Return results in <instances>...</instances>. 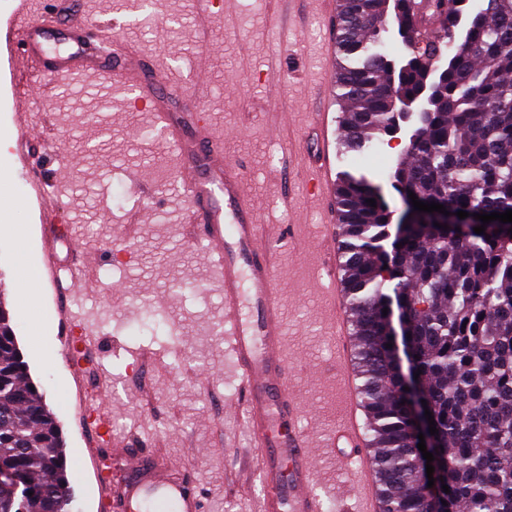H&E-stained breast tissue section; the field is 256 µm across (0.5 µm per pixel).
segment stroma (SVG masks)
I'll use <instances>...</instances> for the list:
<instances>
[{
  "label": "stroma",
  "instance_id": "obj_1",
  "mask_svg": "<svg viewBox=\"0 0 512 512\" xmlns=\"http://www.w3.org/2000/svg\"><path fill=\"white\" fill-rule=\"evenodd\" d=\"M85 15L115 39L152 55L172 85L208 91L193 105L273 239L276 286L285 321L284 355L299 425L312 439L325 512H356L345 474L321 446L339 420L333 373L336 342L331 282L322 248L324 201L308 191L312 147L305 132L317 112L338 113L325 54L324 0H220L200 20L196 0H83ZM39 129L48 150L44 176L65 204L70 231L91 261L67 303L97 332L102 368L114 382L112 432L136 434L196 481L203 512H258L260 461L241 416L227 406L242 388L221 327L224 296L204 243L184 222L189 198L178 151L154 131L151 113L129 106L120 86L95 74L65 77L47 98L14 114L0 100V296L16 319L19 346L46 393L65 438L78 512H97L91 436L76 406L85 390L60 354L58 309L49 283L36 297L18 284L13 232L25 238L32 273L42 267L29 194L28 159L13 121ZM398 154L384 145L363 165L395 213L404 204L388 172ZM151 310L155 326L142 324Z\"/></svg>",
  "mask_w": 512,
  "mask_h": 512
}]
</instances>
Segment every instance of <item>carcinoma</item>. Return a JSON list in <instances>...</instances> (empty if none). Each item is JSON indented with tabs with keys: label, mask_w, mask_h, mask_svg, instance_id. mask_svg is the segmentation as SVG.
Wrapping results in <instances>:
<instances>
[{
	"label": "carcinoma",
	"mask_w": 512,
	"mask_h": 512,
	"mask_svg": "<svg viewBox=\"0 0 512 512\" xmlns=\"http://www.w3.org/2000/svg\"><path fill=\"white\" fill-rule=\"evenodd\" d=\"M340 0L336 86L345 105L342 145L356 156L390 136L394 100L432 89V103L389 173L413 193L456 213L512 210V0ZM440 19L438 43L393 69L377 28L420 40ZM447 61L441 71L433 59ZM380 185L343 172L336 199L342 280L349 295L359 394L381 512H512V223L448 228L393 224ZM376 200V206L368 200ZM403 310L412 373L438 433L426 451L438 477L427 495L417 418L403 387L385 308ZM0 468L22 494L0 491V512H72V468L61 429L33 381L0 301ZM449 492H443L442 486Z\"/></svg>",
	"instance_id": "carcinoma-1"
}]
</instances>
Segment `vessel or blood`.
I'll return each mask as SVG.
<instances>
[{"mask_svg": "<svg viewBox=\"0 0 512 512\" xmlns=\"http://www.w3.org/2000/svg\"><path fill=\"white\" fill-rule=\"evenodd\" d=\"M51 10L30 14L28 0H15L0 17V91L14 103L51 92L61 77L92 71L116 78L135 92V104L147 107L177 147L183 185L191 205L185 222L194 239L205 241L224 282V335L244 388L243 413L252 446L261 462L260 512H324L316 488L317 470L308 438L296 425V403L283 355V309L275 282V256L263 227L243 195L238 167L225 162L222 144L207 131L178 87L168 84L158 65L137 50L99 34L81 18L78 0H50ZM320 163L311 190L324 195L336 181L330 163L340 130L332 113H318L312 127ZM42 239L55 272L51 284L66 300L76 276L87 275L83 252L67 235L64 208L51 202L40 170L32 172ZM339 339L336 378L347 394L342 420L324 439L329 455L347 469L363 502L362 512H379L376 485L367 463L362 409L356 394L352 339L341 288H333ZM62 342L73 374L92 384L94 394L80 404L98 447V512H202L188 474L174 468L157 449L136 438L112 445L108 422L111 383L102 367L87 358L89 331L76 318L62 328ZM124 474L112 479L113 471Z\"/></svg>", "mask_w": 512, "mask_h": 512, "instance_id": "obj_1", "label": "vessel or blood"}]
</instances>
